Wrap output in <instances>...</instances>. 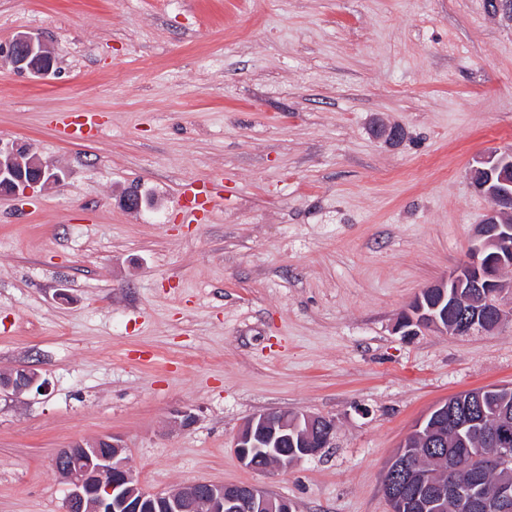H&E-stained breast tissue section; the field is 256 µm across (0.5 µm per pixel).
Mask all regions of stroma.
<instances>
[{"mask_svg":"<svg viewBox=\"0 0 512 512\" xmlns=\"http://www.w3.org/2000/svg\"><path fill=\"white\" fill-rule=\"evenodd\" d=\"M0 137L63 172L0 197V512H63L52 466L119 437L145 490L253 484L295 512H391L389 460L434 404L512 386V321L405 334L491 208L469 168L512 147V11L491 0H0ZM96 114L61 136L53 120ZM402 128L385 143L376 123ZM205 192L178 203L185 180ZM140 185L156 206L123 208ZM190 425H178L180 412ZM335 420L292 468L241 465L252 415ZM9 64L14 71L45 81L56 74L57 57L38 35L19 32L0 48V67ZM49 381L31 366H20L0 373V398L2 394L20 395L40 388L46 390Z\"/></svg>","mask_w":512,"mask_h":512,"instance_id":"obj_1","label":"stroma"}]
</instances>
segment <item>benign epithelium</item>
I'll list each match as a JSON object with an SVG mask.
<instances>
[{
    "mask_svg": "<svg viewBox=\"0 0 512 512\" xmlns=\"http://www.w3.org/2000/svg\"><path fill=\"white\" fill-rule=\"evenodd\" d=\"M10 65L14 71L45 81L56 74L57 57L38 35L28 32L16 34L6 46L0 48V65ZM476 190L488 197L493 204L481 224L473 232L470 256L462 270H454L444 279L431 285L446 293L452 287L456 292L465 291L479 297L477 305L485 307L490 315L483 330L495 329L506 317L498 299L506 292L512 293V282L501 280L499 273L488 272L475 278L468 270L481 265V257L493 249L512 257V148L486 153L476 159L470 169ZM62 172L29 148L15 141L0 139V193L26 196L36 186L57 183ZM122 205L131 211L150 207L141 191L135 189L123 196ZM397 327L412 329H448V317L425 310L417 300ZM48 379L30 366H20L0 373V395H20L24 392L47 388ZM482 405V391L477 389L469 397L448 399L432 408L448 428L464 430L470 436L491 439L503 452L487 457L482 449L473 448L467 464L482 461L498 470L512 465V455L507 447L512 444V423L503 418L489 427L484 415L470 413L462 416L458 406ZM335 434V420L307 414L259 413L251 416L240 428L234 448L240 463L256 471L262 470L259 458L275 460L281 469L295 465L306 457L318 455L330 447ZM305 439L301 451L288 454L283 442L291 436ZM422 448L405 456L398 455L391 463V480L385 492L391 503L399 500L397 483L406 481L425 491L433 503L448 496L466 505L475 504L488 512H509L512 509V478L505 477L489 487L479 480L467 486L454 483L432 485L422 472L419 460ZM54 467L68 484L65 512H147L158 504L163 512H293L287 499L274 496L256 485L246 486V491L235 489L232 484L206 481L194 482L174 491L149 492L138 483L127 457L123 455L121 440L112 436L93 441H76L57 451Z\"/></svg>",
    "mask_w": 512,
    "mask_h": 512,
    "instance_id": "benign-epithelium-1",
    "label": "benign epithelium"
}]
</instances>
